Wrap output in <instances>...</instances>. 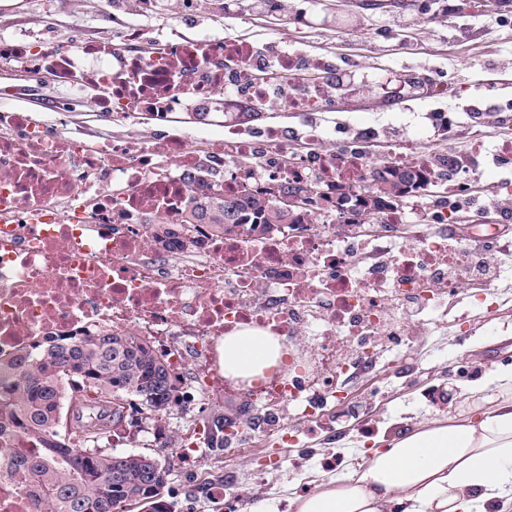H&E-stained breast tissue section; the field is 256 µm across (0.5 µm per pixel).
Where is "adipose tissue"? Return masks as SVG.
<instances>
[{"label": "adipose tissue", "mask_w": 512, "mask_h": 512, "mask_svg": "<svg viewBox=\"0 0 512 512\" xmlns=\"http://www.w3.org/2000/svg\"><path fill=\"white\" fill-rule=\"evenodd\" d=\"M224 375L249 380L283 360L270 336L239 330L221 346ZM474 415L436 418L386 441L357 469L296 496V512H507L512 507V368Z\"/></svg>", "instance_id": "ef3b65f1"}]
</instances>
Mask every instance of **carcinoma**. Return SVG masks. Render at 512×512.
Listing matches in <instances>:
<instances>
[{"label": "carcinoma", "instance_id": "1", "mask_svg": "<svg viewBox=\"0 0 512 512\" xmlns=\"http://www.w3.org/2000/svg\"><path fill=\"white\" fill-rule=\"evenodd\" d=\"M418 169L378 166L369 172L367 215L418 188ZM183 224H210L230 234L242 224H297L302 209L283 210L259 190L237 196L202 189L180 202ZM13 385L0 391V418L33 448L0 443L24 487L37 490L36 512H125L129 500L145 512H171L164 468L136 452L117 453L112 437L142 427L183 401L179 378L155 346L110 330L34 344L5 367ZM230 418L214 414L203 429L207 447H224Z\"/></svg>", "mask_w": 512, "mask_h": 512}]
</instances>
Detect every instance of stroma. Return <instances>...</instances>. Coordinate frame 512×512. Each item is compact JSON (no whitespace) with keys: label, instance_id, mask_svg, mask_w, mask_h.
<instances>
[{"label":"stroma","instance_id":"obj_1","mask_svg":"<svg viewBox=\"0 0 512 512\" xmlns=\"http://www.w3.org/2000/svg\"><path fill=\"white\" fill-rule=\"evenodd\" d=\"M253 0H0V43L30 40L75 47L117 44L127 30L145 33V46L166 45L185 36L204 42L249 45L256 60L267 62L281 51L320 62L325 77L363 82L350 94L330 89L325 111L303 116L272 107L252 131L288 133L317 128L323 148L334 145L337 126L351 132L371 128L379 138L366 167L382 161L383 147L408 138L424 157L458 155L475 141L483 204L512 214V203L499 200L512 186V170L492 155L512 138V0H406L405 5L370 9L363 0H279L275 10L254 8ZM21 84L30 96L0 99L1 112H23L36 123H54L52 104L64 95L57 75L38 63L0 58V85ZM446 95H439V86ZM451 111L453 132L438 127L439 110ZM224 121L200 119L191 110L173 112L165 124L147 114L113 122L97 102L68 113L63 132L90 131L136 139L167 130L204 136L224 131ZM500 280L478 303L469 288L436 314L437 328L418 337L414 347L392 348L376 368L342 386L340 398L324 423L298 420L283 410L284 430L296 431L300 444L253 440L240 451L223 448L184 457L180 448L206 415L237 417L247 411L254 422L265 410L246 406L244 398L203 396L198 405L173 408L161 421H146L123 447L155 458L167 477L163 490L172 512H216L207 495L210 484L233 477L238 492L235 512L253 504L291 501L300 483L308 487L345 473L346 462L368 457L378 440L433 418L452 417L479 397H493L489 380L497 369L512 366V253L500 254ZM343 453L336 471L323 466L326 449Z\"/></svg>","mask_w":512,"mask_h":512}]
</instances>
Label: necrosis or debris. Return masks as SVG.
<instances>
[{"instance_id":"4bbe7bcc","label":"necrosis or debris","mask_w":512,"mask_h":512,"mask_svg":"<svg viewBox=\"0 0 512 512\" xmlns=\"http://www.w3.org/2000/svg\"><path fill=\"white\" fill-rule=\"evenodd\" d=\"M138 45L133 33L121 50L87 44L50 57L68 84L57 113L85 100L90 72L113 88L99 105L119 118L143 112L167 121L188 93L205 111H223L215 87L241 72L234 48L179 40L147 58ZM186 142L168 133L91 143L21 112L0 114V363L51 337L132 332L158 340L173 373L195 365L202 388L229 393L219 346L250 327L287 348L288 371L248 386L245 397L313 421L339 384L376 367L385 337L410 345L458 295L459 282L430 261L455 222L448 200L471 194L473 170L429 166L427 181L407 194L427 229L407 243L394 232L406 221L399 206L380 207L382 230L370 238L354 200L333 203L337 187L363 171L360 137L288 163V142L275 130L212 136L200 150ZM259 177L315 184L302 223L264 234L244 224L225 236L192 224L179 232L181 249L152 241L149 218L179 223L175 204L187 191L239 189ZM319 217L339 231L319 232ZM397 251L414 263L396 264ZM355 279L362 287H352Z\"/></svg>"}]
</instances>
